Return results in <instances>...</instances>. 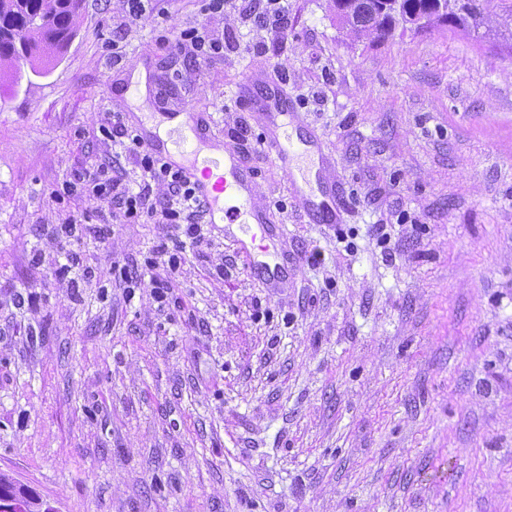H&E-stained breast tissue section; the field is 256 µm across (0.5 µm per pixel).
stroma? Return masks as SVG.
Instances as JSON below:
<instances>
[{
  "mask_svg": "<svg viewBox=\"0 0 512 512\" xmlns=\"http://www.w3.org/2000/svg\"><path fill=\"white\" fill-rule=\"evenodd\" d=\"M283 3L284 34L241 0H82L47 73L20 63L0 95V472L57 512H512V47L485 27L378 43L333 0ZM193 27L223 55L177 48ZM264 92L317 149L335 224L255 159ZM115 112L186 113L284 238L203 224L158 304L174 239L69 189L106 167L140 190ZM275 257L285 277L252 274Z\"/></svg>",
  "mask_w": 512,
  "mask_h": 512,
  "instance_id": "obj_1",
  "label": "stroma"
}]
</instances>
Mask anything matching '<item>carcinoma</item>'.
Returning a JSON list of instances; mask_svg holds the SVG:
<instances>
[{"label":"carcinoma","mask_w":512,"mask_h":512,"mask_svg":"<svg viewBox=\"0 0 512 512\" xmlns=\"http://www.w3.org/2000/svg\"><path fill=\"white\" fill-rule=\"evenodd\" d=\"M429 0H399L400 18L395 26L379 31L371 0H356L349 12L337 11L351 30L384 42L395 29L415 22L430 8ZM441 11L431 13L433 25L468 30L478 27L486 16L482 0H442ZM80 0H0V83L10 80L19 57L14 35L24 34V60L38 73L60 54L75 34Z\"/></svg>","instance_id":"carcinoma-1"}]
</instances>
